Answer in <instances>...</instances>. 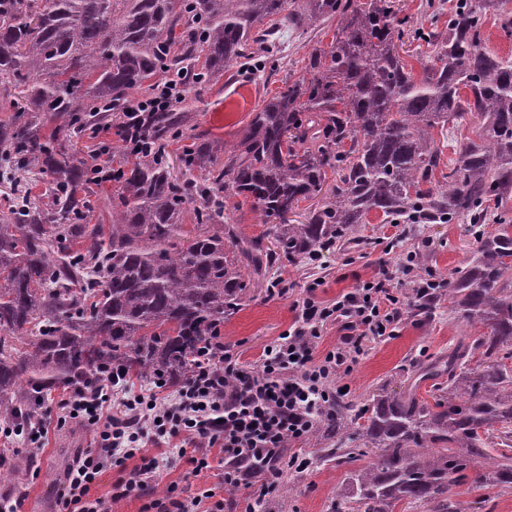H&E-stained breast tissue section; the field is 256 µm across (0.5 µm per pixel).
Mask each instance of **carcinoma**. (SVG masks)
<instances>
[{"label": "carcinoma", "mask_w": 512, "mask_h": 512, "mask_svg": "<svg viewBox=\"0 0 512 512\" xmlns=\"http://www.w3.org/2000/svg\"><path fill=\"white\" fill-rule=\"evenodd\" d=\"M490 8L512 35L500 0H456L448 27L411 30L425 58L418 78L395 45L407 26L395 0H305L299 11L287 0H0V85L24 115L0 121V163L51 177L47 202L25 195L0 215V418L27 426L41 399L109 363L183 383L250 287L241 260L254 274L309 258L372 213L487 223L488 203L512 196V58L480 49ZM331 21L333 40L309 55V76L263 104L228 151L191 135L182 176L165 148L186 129V111L142 116L140 152L120 139L97 167L71 153L72 140L121 128L129 95L157 73L202 85L238 63L257 75L281 28ZM466 112L481 119L479 141L446 161L433 131ZM116 159L111 224H93L89 197ZM442 166L448 186L429 187ZM317 196L303 221L287 218ZM245 204L273 225L274 243L230 222ZM189 207L211 229L179 248ZM497 221L448 294L434 288L416 304L429 318L446 296L448 312L485 330L448 348L439 370L448 386H431V403L418 397L428 367L415 366L404 392L359 408L339 402L323 422L336 447L322 461L368 458L347 471L336 512L403 503L456 512L450 487L482 461L494 483L512 486V218ZM353 427L374 455L346 447Z\"/></svg>", "instance_id": "1"}]
</instances>
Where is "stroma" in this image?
Listing matches in <instances>:
<instances>
[{
    "mask_svg": "<svg viewBox=\"0 0 512 512\" xmlns=\"http://www.w3.org/2000/svg\"><path fill=\"white\" fill-rule=\"evenodd\" d=\"M334 27L288 28L278 36L286 58L285 68H274L255 77L242 71L208 85L189 87L186 103L195 131L208 134L220 146L233 147L241 138L255 111L283 88L285 82L304 75V60L314 49L330 45ZM477 243L467 224H423L408 236L402 227L383 223L371 216L360 225L354 241L326 253L316 262L302 258L284 261L254 277L253 284L237 311L225 318L221 330L224 344L248 367H256L264 348L284 334L293 322L292 303L315 286L319 298L330 300L339 292L373 277L380 267L399 271L393 282L404 301L403 320L398 333L370 344L353 373L347 377L348 398L364 401L373 393L401 390L412 368L419 361L447 355L462 334L477 337V329L467 328L447 309H440L431 320L415 313L410 277L401 267L408 253H416L413 276L445 280L455 269L464 267ZM290 290L286 297L270 296L276 281ZM62 391L52 393L44 405L50 413L45 420L48 434L42 448L30 441L0 436V448L10 451L20 468L0 480V498L19 504V512H56L57 494L65 470L82 452L94 446V434L79 421L58 423L53 412ZM346 466L333 462L314 463L308 471L290 472L292 491H275L263 498L260 512H336ZM457 512H512V489L469 476L451 489Z\"/></svg>",
    "mask_w": 512,
    "mask_h": 512,
    "instance_id": "obj_1",
    "label": "stroma"
}]
</instances>
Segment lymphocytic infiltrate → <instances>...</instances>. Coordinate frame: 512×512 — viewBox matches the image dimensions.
<instances>
[{
    "label": "lymphocytic infiltrate",
    "instance_id": "lymphocytic-infiltrate-1",
    "mask_svg": "<svg viewBox=\"0 0 512 512\" xmlns=\"http://www.w3.org/2000/svg\"><path fill=\"white\" fill-rule=\"evenodd\" d=\"M187 85L171 79L157 84L147 97L131 98L132 119L162 112L181 101ZM389 269H380L335 299H319L307 288L293 301L294 322L287 333L266 346L258 369L242 365L213 336L197 358L189 380L173 393H133L121 374L104 369L57 402L75 415L95 436V446L68 467L57 503L60 512H111V502L132 495L146 498L144 512H224L212 490L196 494L169 486L156 496L153 482L177 462L190 464L192 475L211 470L213 460L224 465L225 490L274 491L285 469L300 471L308 460L287 455L288 444L313 433L341 396L339 383L359 364L370 343L394 335L403 317ZM337 326L336 347L319 352L323 332ZM159 446L147 456L145 444ZM124 475L110 499L92 496L99 476L112 468Z\"/></svg>",
    "mask_w": 512,
    "mask_h": 512
}]
</instances>
